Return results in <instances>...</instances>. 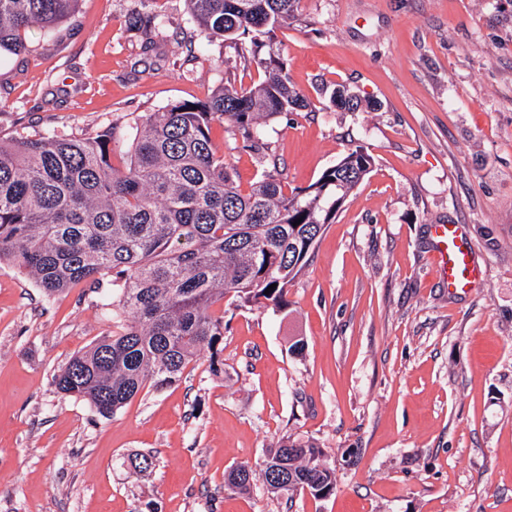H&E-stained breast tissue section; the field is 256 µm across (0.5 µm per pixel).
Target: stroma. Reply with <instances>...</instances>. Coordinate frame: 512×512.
<instances>
[{"mask_svg":"<svg viewBox=\"0 0 512 512\" xmlns=\"http://www.w3.org/2000/svg\"><path fill=\"white\" fill-rule=\"evenodd\" d=\"M26 39L0 56V138L113 127L118 168L145 117L258 79L185 0H80ZM276 44L310 102L266 127L289 187L358 145L371 173L284 311L228 309L223 373L200 357L108 419L52 380L112 330L111 284L48 298L1 263L0 512H512V0H301ZM339 85L375 110L335 107ZM211 138L241 185L260 177L226 126ZM435 224L464 227L484 271L468 292L437 279ZM286 436L325 450L331 495L225 485Z\"/></svg>","mask_w":512,"mask_h":512,"instance_id":"stroma-1","label":"stroma"}]
</instances>
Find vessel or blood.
I'll use <instances>...</instances> for the list:
<instances>
[{
  "label": "vessel or blood",
  "mask_w": 512,
  "mask_h": 512,
  "mask_svg": "<svg viewBox=\"0 0 512 512\" xmlns=\"http://www.w3.org/2000/svg\"><path fill=\"white\" fill-rule=\"evenodd\" d=\"M432 237L436 273L442 285L452 294L474 287L483 271L473 258L461 225H433Z\"/></svg>",
  "instance_id": "1"
}]
</instances>
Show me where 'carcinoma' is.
<instances>
[{"mask_svg":"<svg viewBox=\"0 0 512 512\" xmlns=\"http://www.w3.org/2000/svg\"><path fill=\"white\" fill-rule=\"evenodd\" d=\"M78 2L0 0V52L30 53L26 30L55 29ZM299 2L187 0L192 20L211 40L234 43L259 81L224 84L205 101H177L147 117L120 169L110 155L112 129L86 138L0 140V261L27 272L47 297L80 283L98 288L112 277L116 329L53 379L59 392L104 418L147 386L180 381L205 350L210 369L223 370L224 299L237 309L288 307V284L334 223L336 200L371 172L373 157L358 146L313 184L290 190L265 146L267 121L310 106L274 48ZM331 101L350 111L362 105L344 86ZM215 121L261 155L262 178L247 188L211 140ZM323 458L314 442L289 437L267 452L262 479L272 493L325 498L335 478ZM253 476L249 464H239L227 486L244 492Z\"/></svg>","mask_w":512,"mask_h":512,"instance_id":"cac0c4a2","label":"carcinoma"}]
</instances>
